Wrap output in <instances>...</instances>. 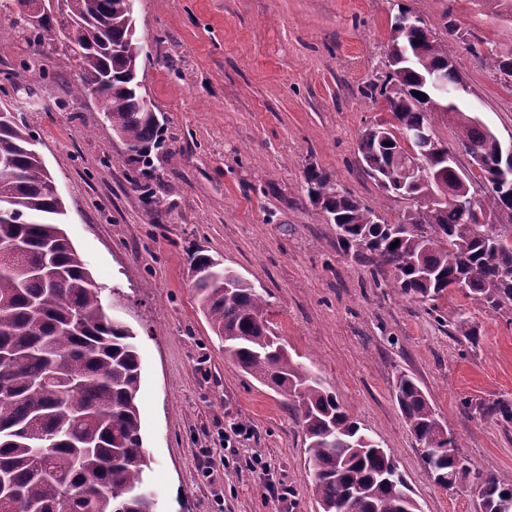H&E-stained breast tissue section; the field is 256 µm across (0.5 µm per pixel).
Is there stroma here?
Instances as JSON below:
<instances>
[{"label":"stroma","mask_w":512,"mask_h":512,"mask_svg":"<svg viewBox=\"0 0 512 512\" xmlns=\"http://www.w3.org/2000/svg\"><path fill=\"white\" fill-rule=\"evenodd\" d=\"M431 24L451 12L450 45L479 119L512 141V80L470 52L474 39L512 52V6L490 0H135L149 42L142 91L165 118L153 155L159 212L135 198L137 165L94 98L72 99L80 74L61 50L34 54L0 39V97L36 138L65 206L63 228L102 287L105 313L133 333L141 363V435L158 512H321L306 439L286 402L227 358L194 290L189 255L221 261L268 293V319L364 431L391 449L421 512H479L469 482L428 475L393 397L412 376L473 470L512 473V314H488L461 291L438 301L446 322L373 277L311 203L315 168L397 222L408 203L383 194L357 142L385 118L362 94L386 72L398 4ZM19 85L5 77L22 59ZM56 71L54 85L43 73ZM469 317L475 333L450 335ZM249 438L225 447L234 427ZM262 466H254V457Z\"/></svg>","instance_id":"35a3bbf8"}]
</instances>
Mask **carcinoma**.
I'll use <instances>...</instances> for the list:
<instances>
[{"label": "carcinoma", "instance_id": "1", "mask_svg": "<svg viewBox=\"0 0 512 512\" xmlns=\"http://www.w3.org/2000/svg\"><path fill=\"white\" fill-rule=\"evenodd\" d=\"M33 0H0L11 29L38 51L61 45L76 61L77 98L92 96L105 122L142 164L134 179L139 201L159 204L151 176L152 151L163 147V127L142 103L138 71L144 42L136 37L129 0H63V8L37 26ZM415 21L406 20L407 16ZM384 79L363 90L383 98L396 122L374 124L361 135L365 172L389 196L411 204L409 224L377 223L378 212L311 167L305 178L312 202L335 225L338 241L369 253L373 275L389 268V287L421 303L427 313L449 288L489 314L512 313V234L480 224L457 202H475L480 214L512 222V196L500 191L495 135L476 117L466 81L451 49L415 10L398 6L390 26ZM471 51L512 77V57ZM438 74L447 91L431 85ZM444 112L457 129L454 146L478 166L483 198L448 162L428 160L402 181L385 168H401L398 140ZM51 176L32 143V131L0 103V512H157V500L140 492L150 469L143 450L137 395L139 354L133 336L108 317L85 262L62 228L64 204L49 192ZM450 195L445 203L432 196ZM396 247H391L392 243ZM191 262L200 306L213 333L241 369L291 406L308 441L305 452L322 512H418L412 490L391 452L364 433L336 395L294 363L266 317L268 303L249 281L225 278L221 263L200 253ZM430 477L444 489L473 475L480 512H512V475L472 473L471 462L442 423L413 377L394 387Z\"/></svg>", "mask_w": 512, "mask_h": 512}]
</instances>
